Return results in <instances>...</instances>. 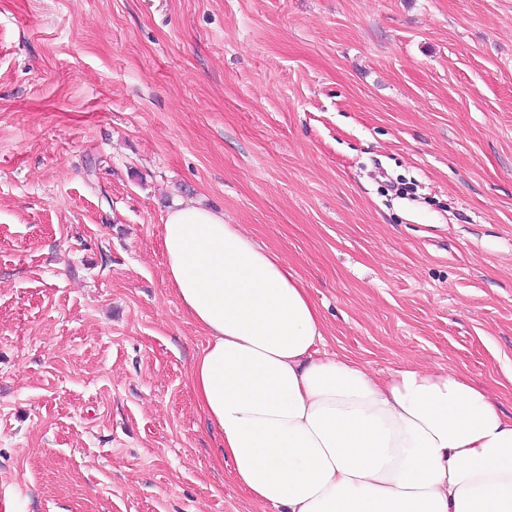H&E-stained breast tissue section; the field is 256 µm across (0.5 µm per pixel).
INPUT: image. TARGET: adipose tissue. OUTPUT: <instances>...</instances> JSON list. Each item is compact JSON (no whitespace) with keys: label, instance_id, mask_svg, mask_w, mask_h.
<instances>
[{"label":"adipose tissue","instance_id":"ef3b65f1","mask_svg":"<svg viewBox=\"0 0 512 512\" xmlns=\"http://www.w3.org/2000/svg\"><path fill=\"white\" fill-rule=\"evenodd\" d=\"M169 284L208 341L189 379L220 456L286 512H512V414L447 371L379 379L318 356L321 315L279 258L221 212L162 226Z\"/></svg>","mask_w":512,"mask_h":512}]
</instances>
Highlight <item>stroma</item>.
I'll return each instance as SVG.
<instances>
[{
  "instance_id": "1",
  "label": "stroma",
  "mask_w": 512,
  "mask_h": 512,
  "mask_svg": "<svg viewBox=\"0 0 512 512\" xmlns=\"http://www.w3.org/2000/svg\"><path fill=\"white\" fill-rule=\"evenodd\" d=\"M178 204L328 351L512 413V0H0V512H275L189 386Z\"/></svg>"
}]
</instances>
